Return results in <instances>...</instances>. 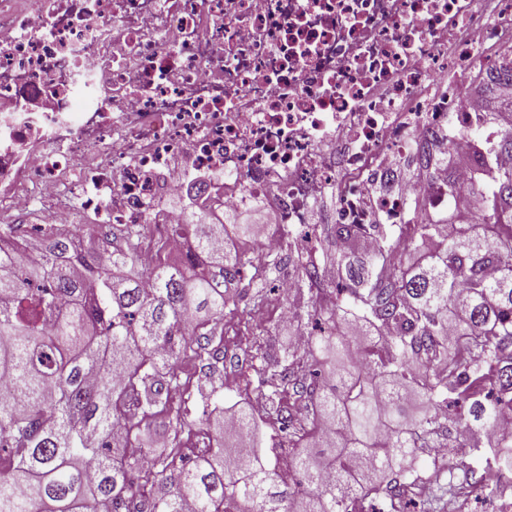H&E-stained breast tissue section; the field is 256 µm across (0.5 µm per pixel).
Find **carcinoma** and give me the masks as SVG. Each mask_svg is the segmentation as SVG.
<instances>
[{"label":"carcinoma","instance_id":"1","mask_svg":"<svg viewBox=\"0 0 512 512\" xmlns=\"http://www.w3.org/2000/svg\"><path fill=\"white\" fill-rule=\"evenodd\" d=\"M479 87L512 112V77ZM486 176L464 215L413 216L391 235L372 226L377 250L357 268L337 255L344 272L329 301L310 297L330 331L249 365L271 381L288 475L256 448L245 409L231 430L203 412L196 452L183 456L192 395L174 403L172 392L184 362L202 375L224 363V317L253 335L237 297L251 290L265 304L284 260L297 287L315 288L317 269L294 237L254 260L233 240L258 225L203 205L169 225L187 242L175 261L146 224H114L100 238L37 235L39 262L0 254V383L11 390L0 401V512H390L401 484L426 470L418 450L451 420L467 432L463 447L488 449L472 480L497 496V473L512 469V440L493 429L512 419V171L488 165ZM365 232L336 225L343 244ZM411 397L426 407L419 418ZM159 416L170 446L145 449L142 431ZM469 488L440 484L429 508L443 512Z\"/></svg>","mask_w":512,"mask_h":512}]
</instances>
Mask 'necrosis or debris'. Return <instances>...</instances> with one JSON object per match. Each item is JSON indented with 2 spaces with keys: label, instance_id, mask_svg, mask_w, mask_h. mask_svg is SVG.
<instances>
[{
  "label": "necrosis or debris",
  "instance_id": "1",
  "mask_svg": "<svg viewBox=\"0 0 512 512\" xmlns=\"http://www.w3.org/2000/svg\"><path fill=\"white\" fill-rule=\"evenodd\" d=\"M512 0H0V223L148 224L186 191L307 223L474 208L475 180L402 183L398 159L482 130L465 82L498 69Z\"/></svg>",
  "mask_w": 512,
  "mask_h": 512
}]
</instances>
